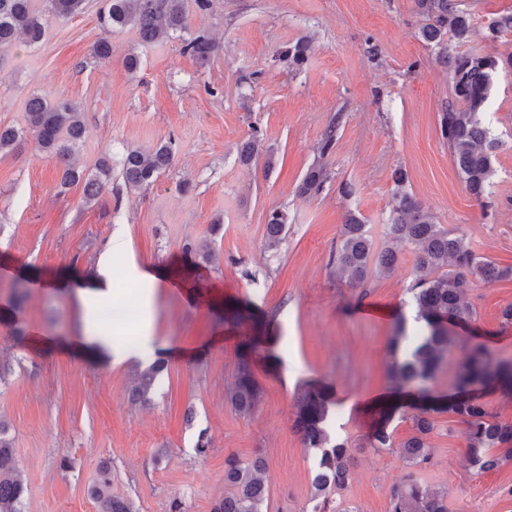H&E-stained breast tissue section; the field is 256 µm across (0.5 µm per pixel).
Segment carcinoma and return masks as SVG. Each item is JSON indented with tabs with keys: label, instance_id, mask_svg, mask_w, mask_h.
I'll return each mask as SVG.
<instances>
[{
	"label": "carcinoma",
	"instance_id": "1",
	"mask_svg": "<svg viewBox=\"0 0 512 512\" xmlns=\"http://www.w3.org/2000/svg\"><path fill=\"white\" fill-rule=\"evenodd\" d=\"M423 17L419 37L436 59L449 66L454 103L439 115L441 135L448 141L453 163L468 192L481 200L491 193L495 152L498 139L492 136L483 122L493 77L501 69L512 70V53L493 55L472 50L448 54V40L459 46L474 34L470 13L452 0H414ZM86 0H0V71L3 70L6 50L24 37L31 44L39 43L45 34V16L68 20L84 11ZM195 9H190V6ZM209 0H103L98 23L103 36L91 46V55L107 60L112 55L110 36L127 27L135 29L147 44L161 41L171 33L190 30L191 12L202 13ZM512 31V14L491 20L486 37L494 40ZM217 46L203 32L184 39L183 51L201 63L209 61ZM310 39L298 38L277 51L276 58L292 68L303 66L308 58ZM27 120L23 128L0 126V154L19 151L25 137L33 138L40 151L54 157L63 166L62 184L84 183L85 199L98 197L112 177L110 160L99 161L96 173L86 174L70 164L74 146L80 142L86 128L77 119L78 107L68 99L33 93L26 103ZM175 140L170 139L145 151L129 149L120 161L122 177L128 187L141 189L152 185L173 164ZM265 156L266 167L272 168L275 151L265 145L263 133L257 127L238 147V160L249 165ZM327 180L324 164L310 166L302 180L301 193L318 192ZM394 190L385 237L409 244L414 253V301L416 322L424 332L405 355H399L406 338V320L398 319L391 338L392 361L389 377L396 387L414 389L425 402L421 413L413 417L414 434L399 444L400 455L408 465L420 472L426 470L431 453L427 436L433 431L430 413L448 412L467 427V454L473 467L481 472L500 468L512 460V454L500 452L504 445L512 446V424L498 421L486 409V403L472 395L477 389H512V358L498 356L483 343L464 348V359L455 371L454 393L447 400L437 398L432 385L456 346L449 325L474 320L476 313L466 302V295L480 279L486 284L512 281V266L501 267L477 256L463 238L437 223L435 216L408 191L406 172L399 168L393 173ZM288 213L275 209L267 218L266 246L280 247L287 232ZM399 260L389 246L374 247L364 219L350 211L343 223L341 240L333 259L336 276L352 286L364 284L370 277L391 273ZM166 369L160 361L142 371L131 396L141 400L148 396L158 376ZM260 392L252 371L242 364L230 387V401L241 415H249L258 406ZM331 395L322 390L308 389L297 402L296 429L302 443L320 451L316 475L313 478L316 512H357L356 509L336 507L324 510L331 496L348 484L351 460L347 444L331 440L325 427ZM391 412H386L369 445L375 450L392 449L387 427ZM9 427L0 420V512H25L27 488L17 474L13 442ZM224 499L217 501L211 512H263L268 499L267 463L261 456L242 460L230 456L224 460ZM112 470L103 465L90 489V496L99 504V512H135L133 504L111 493ZM388 512H448V492L437 490L413 477L396 487L391 495Z\"/></svg>",
	"mask_w": 512,
	"mask_h": 512
}]
</instances>
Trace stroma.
<instances>
[{"mask_svg":"<svg viewBox=\"0 0 512 512\" xmlns=\"http://www.w3.org/2000/svg\"><path fill=\"white\" fill-rule=\"evenodd\" d=\"M473 18L468 44L479 53L512 52V32L486 39L491 19L512 0H458ZM100 0L69 20L48 18L36 45H14L0 71V125L26 124L30 94L73 101L86 137L74 165L94 171L113 162L97 198L79 184L62 186L56 160L27 142L0 154V359L11 371L0 383V417L10 425L26 512H98L89 497L100 463L112 469V492L136 512H211L223 498L224 459L263 456L268 512H312L311 475L318 452L296 432L298 394L327 386L335 394L327 426L347 442L351 478L341 500L358 512H388L391 491L409 468L398 452L367 450L380 413L392 412L394 442L413 433L421 403L393 398L387 375L395 320L414 304L413 251L398 244L399 263L358 287L330 267L347 212L361 214L376 244L390 213L395 169L407 188L478 256L512 264V71L494 76L485 124L502 145L488 198L467 191L442 137L439 114L452 99L448 73L419 39L414 0H211L192 30L219 46L208 63L185 54L173 37L143 45L135 30L112 34V57L96 62ZM309 35L304 66L284 67L277 51ZM140 59L137 70L125 60ZM275 149V164L241 165L239 143L251 125ZM336 148L329 179L317 193L299 186L317 160L328 127ZM175 139L172 167L150 187L125 185L126 149ZM350 183L351 196L340 195ZM287 210L279 249H267L265 219ZM123 250L108 252L112 238ZM211 245L215 260L199 246ZM113 268L114 296L149 301L130 323L112 328L115 346L138 341L148 326L167 368L148 401L133 402L135 363L106 352L69 349L83 330V303L71 278H90L101 255ZM152 274V284L135 270ZM28 293L15 307L12 288ZM476 312L455 327L460 347L448 355L434 394L452 392L462 344L484 343L512 357V327L502 308L512 281L476 283ZM248 361L261 391L251 416L232 406L228 388ZM425 480L448 492V512H512V462L477 472L466 453L465 427L433 414ZM211 446L198 453L197 437Z\"/></svg>","mask_w":512,"mask_h":512,"instance_id":"stroma-1","label":"stroma"}]
</instances>
